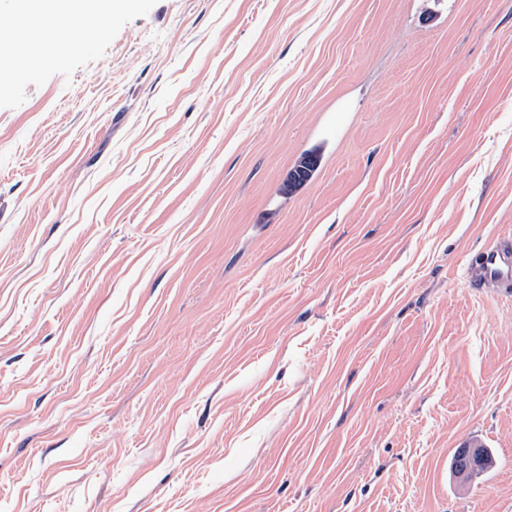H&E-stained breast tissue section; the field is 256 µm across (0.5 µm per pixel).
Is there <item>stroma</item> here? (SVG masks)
I'll list each match as a JSON object with an SVG mask.
<instances>
[{"label": "stroma", "instance_id": "obj_1", "mask_svg": "<svg viewBox=\"0 0 512 512\" xmlns=\"http://www.w3.org/2000/svg\"><path fill=\"white\" fill-rule=\"evenodd\" d=\"M507 240L512 0H115L0 81V512H512ZM478 284H512V242L485 250L475 269Z\"/></svg>", "mask_w": 512, "mask_h": 512}]
</instances>
